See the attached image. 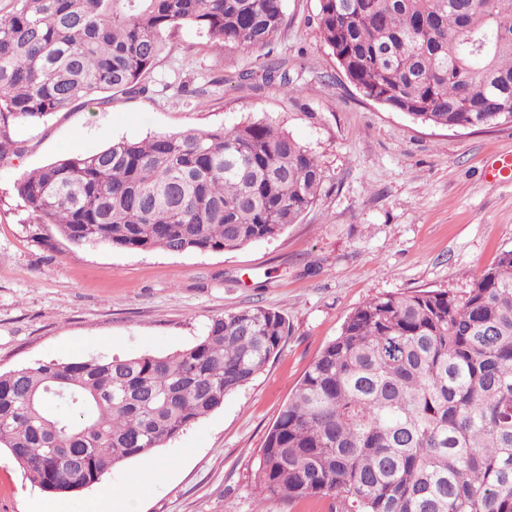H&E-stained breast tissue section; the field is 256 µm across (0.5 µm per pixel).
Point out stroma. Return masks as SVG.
Here are the masks:
<instances>
[{"label":"stroma","mask_w":512,"mask_h":512,"mask_svg":"<svg viewBox=\"0 0 512 512\" xmlns=\"http://www.w3.org/2000/svg\"><path fill=\"white\" fill-rule=\"evenodd\" d=\"M269 46L225 49L175 32L144 95L88 102L47 122H11L21 156L0 162V371L102 356H163L192 346L210 318L255 304L289 331L250 383L179 436L114 468L128 512H328L321 500L260 501L268 429L322 348L364 302L418 289L461 295L512 249V181L485 170L512 156V128L425 124L363 97L324 44L319 0H284ZM278 63L297 90L263 80ZM264 118L317 156L316 205L278 237L231 252H130L78 246L29 222L23 173L116 140L230 128ZM97 487L60 496L0 448V512H94Z\"/></svg>","instance_id":"stroma-1"}]
</instances>
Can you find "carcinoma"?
Returning a JSON list of instances; mask_svg holds the SVG:
<instances>
[{
	"instance_id": "carcinoma-1",
	"label": "carcinoma",
	"mask_w": 512,
	"mask_h": 512,
	"mask_svg": "<svg viewBox=\"0 0 512 512\" xmlns=\"http://www.w3.org/2000/svg\"><path fill=\"white\" fill-rule=\"evenodd\" d=\"M329 54L366 98L437 127L512 128V0H319ZM284 0H11L0 18V161L9 121L145 94L173 32L269 45ZM314 153L265 119L121 140L34 169L26 212L77 245L229 252L274 239L318 200ZM288 321L214 316L171 355L0 373V448L77 493L222 406L280 352ZM263 499L330 512H512V249L462 297L414 290L352 311L267 432Z\"/></svg>"
}]
</instances>
